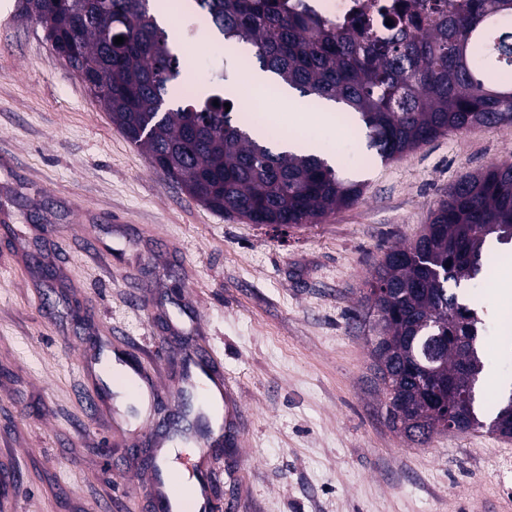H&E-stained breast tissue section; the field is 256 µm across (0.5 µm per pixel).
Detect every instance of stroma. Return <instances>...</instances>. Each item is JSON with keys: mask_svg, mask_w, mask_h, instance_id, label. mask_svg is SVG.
Wrapping results in <instances>:
<instances>
[{"mask_svg": "<svg viewBox=\"0 0 512 512\" xmlns=\"http://www.w3.org/2000/svg\"><path fill=\"white\" fill-rule=\"evenodd\" d=\"M181 33L190 82L223 59L235 101L251 95L242 50L213 47L209 24ZM278 133L310 137L363 185L354 205L279 231L212 212L152 166L77 71L0 0V460L17 455L16 512H158L117 465L140 422L129 406L111 430L93 402L101 377L80 352L124 350L165 377L174 352L216 357L246 418L225 441L217 498L232 512H464L512 495V438L488 428L436 435L425 447L391 428L371 369L376 312L363 297L393 246L413 241L458 179L512 162V124L450 134L381 160L332 112L300 127L276 95ZM498 352L499 309L470 288Z\"/></svg>", "mask_w": 512, "mask_h": 512, "instance_id": "stroma-1", "label": "stroma"}]
</instances>
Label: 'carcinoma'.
<instances>
[{"mask_svg": "<svg viewBox=\"0 0 512 512\" xmlns=\"http://www.w3.org/2000/svg\"><path fill=\"white\" fill-rule=\"evenodd\" d=\"M194 3L225 41L253 48L248 69L314 103L342 105L383 159L453 132L512 124V81L478 49L485 24L512 16V0H404L379 8V26L364 12L336 23L290 0ZM21 4L130 142L207 208L290 228L361 197L325 158L281 151L280 139L226 110L224 61L206 92L182 81L192 62L173 52L150 0ZM117 36L124 42L114 44ZM497 51L512 64V32L498 34ZM489 236L512 241L511 163L456 182L423 233L390 248L367 282L365 301L385 322L369 340L372 366L389 423L413 444L484 426L482 319L465 289L482 273ZM490 424L512 438V390Z\"/></svg>", "mask_w": 512, "mask_h": 512, "instance_id": "obj_1", "label": "carcinoma"}]
</instances>
